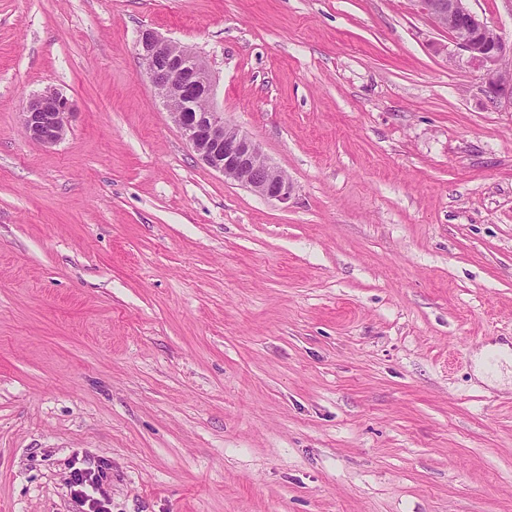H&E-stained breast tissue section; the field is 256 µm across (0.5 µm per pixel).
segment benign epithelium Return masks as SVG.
<instances>
[{
  "mask_svg": "<svg viewBox=\"0 0 512 512\" xmlns=\"http://www.w3.org/2000/svg\"><path fill=\"white\" fill-rule=\"evenodd\" d=\"M418 2L453 37L466 63L483 73L485 97L493 104L504 100L512 105V80L501 74L503 65L512 61V43H506L468 9L467 0ZM136 48L145 62L146 78L204 164L268 199L285 202L290 198L292 182L214 106L212 75L200 54L152 29L140 31ZM73 113V103L61 92L40 93L22 112L25 133L36 144H56L64 138Z\"/></svg>",
  "mask_w": 512,
  "mask_h": 512,
  "instance_id": "1",
  "label": "benign epithelium"
}]
</instances>
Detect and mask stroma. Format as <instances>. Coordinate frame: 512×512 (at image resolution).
Returning <instances> with one entry per match:
<instances>
[{
    "instance_id": "35a3bbf8",
    "label": "stroma",
    "mask_w": 512,
    "mask_h": 512,
    "mask_svg": "<svg viewBox=\"0 0 512 512\" xmlns=\"http://www.w3.org/2000/svg\"><path fill=\"white\" fill-rule=\"evenodd\" d=\"M195 48L294 186L197 158ZM417 0H0V512H512V104ZM76 104L30 141L34 95ZM136 48L145 62L146 78L200 160L225 180L268 199L288 201L292 182L214 106L212 75L204 58L152 29L140 31ZM197 103H202L203 112H191ZM73 113L69 98L57 90L44 91L33 97L22 112L25 133L36 144H56L64 138ZM69 485L74 500L84 512H108L107 505H110V501L102 488L100 475L74 468Z\"/></svg>"
}]
</instances>
